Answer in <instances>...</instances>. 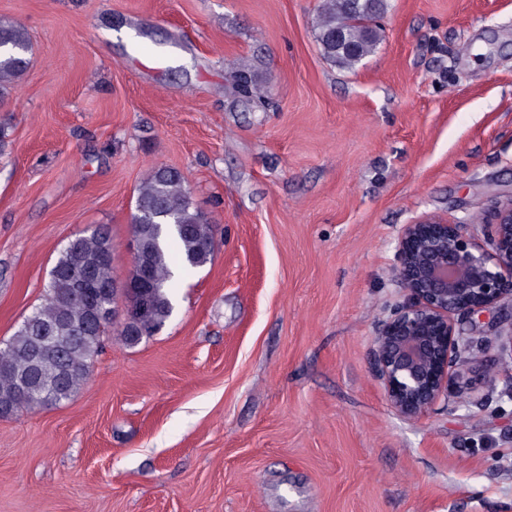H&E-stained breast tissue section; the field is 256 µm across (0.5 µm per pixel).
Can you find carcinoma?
Here are the masks:
<instances>
[{"mask_svg": "<svg viewBox=\"0 0 512 512\" xmlns=\"http://www.w3.org/2000/svg\"><path fill=\"white\" fill-rule=\"evenodd\" d=\"M387 8V0H323L313 21L323 56L354 69L375 52L376 20ZM30 50L27 29L0 21V109L26 74ZM233 81L242 97L266 101L267 90L249 67L236 68ZM130 226L144 236L145 309L123 327L102 321L95 307H112V238L95 228L69 240L50 270L41 303L0 347V416L69 400L88 380L110 328L128 347L151 339L142 330L163 329L174 312L176 270L201 268L214 256V225L173 168L155 166L144 178Z\"/></svg>", "mask_w": 512, "mask_h": 512, "instance_id": "obj_1", "label": "carcinoma"}]
</instances>
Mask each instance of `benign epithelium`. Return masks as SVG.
Segmentation results:
<instances>
[{"instance_id":"7a95c632","label":"benign epithelium","mask_w":512,"mask_h":512,"mask_svg":"<svg viewBox=\"0 0 512 512\" xmlns=\"http://www.w3.org/2000/svg\"><path fill=\"white\" fill-rule=\"evenodd\" d=\"M394 275L405 293L372 340V368L398 415L416 419L436 406L448 411L489 399L473 396L481 348L463 325L512 303V198L492 205L487 224L426 218L405 224L396 243ZM145 277L113 283L112 319L125 321L143 304ZM495 360L512 363V327L490 326Z\"/></svg>"}]
</instances>
